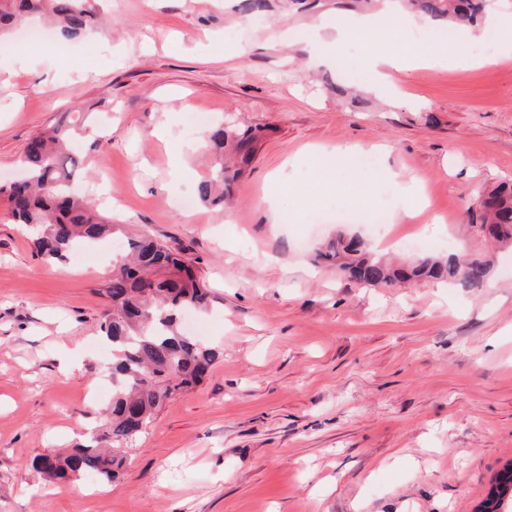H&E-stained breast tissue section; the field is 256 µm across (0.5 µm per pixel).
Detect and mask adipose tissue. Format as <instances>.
Wrapping results in <instances>:
<instances>
[{
	"label": "adipose tissue",
	"mask_w": 512,
	"mask_h": 512,
	"mask_svg": "<svg viewBox=\"0 0 512 512\" xmlns=\"http://www.w3.org/2000/svg\"><path fill=\"white\" fill-rule=\"evenodd\" d=\"M413 24L411 17L395 7L377 13L357 14L336 22H319L309 29L308 63L316 66L330 62L332 57L343 56L351 42L374 40L378 46L366 55L367 65L376 76L377 86H393L394 73L401 71L406 62L441 65L448 58L449 46L440 41L416 44L412 57L401 55L395 39L404 35Z\"/></svg>",
	"instance_id": "1"
}]
</instances>
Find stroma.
I'll list each match as a JSON object with an SVG mask.
<instances>
[{
  "label": "stroma",
  "instance_id": "35a3bbf8",
  "mask_svg": "<svg viewBox=\"0 0 512 512\" xmlns=\"http://www.w3.org/2000/svg\"><path fill=\"white\" fill-rule=\"evenodd\" d=\"M268 3L257 21L243 0H97L86 38L0 47V183L32 135L81 115L79 189L104 184L113 223L185 248L210 291L185 317L222 352L123 448L115 481H44L33 460L87 444L112 400L101 289L121 252L44 261L0 211V512H479L512 466V249L473 232L478 200L512 183V55L454 51L398 74L393 98L273 38L338 16L336 0ZM227 113L266 134L226 205L182 212L210 163L191 146ZM344 145L377 158L338 162L367 207L316 191L314 154ZM398 177L417 182L416 217L387 193ZM341 234L390 261L465 252L494 269L473 291L371 287L317 260Z\"/></svg>",
  "mask_w": 512,
  "mask_h": 512
}]
</instances>
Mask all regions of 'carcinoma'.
Returning <instances> with one entry per match:
<instances>
[{"mask_svg":"<svg viewBox=\"0 0 512 512\" xmlns=\"http://www.w3.org/2000/svg\"><path fill=\"white\" fill-rule=\"evenodd\" d=\"M416 12L442 17L456 30H465L485 16L488 0H407ZM47 16L61 36L73 38L97 21L94 0H0V46L33 16ZM73 124L68 116L48 132L31 137L19 166L24 178L0 185V207L17 224L33 232L38 256L51 262L71 254L81 243H96L125 233L73 184L76 161L70 153ZM264 136L256 127L240 131L226 120L210 129L207 143L221 157L229 152L233 167L217 161L207 179L197 187L198 200L221 205L224 195L249 166L255 143ZM480 223L474 232L505 245L512 244V186L490 192L480 203ZM129 253L112 266L102 295L110 308L99 325L102 336L118 352L112 364V404L107 410L104 437L112 449L88 444L73 452L54 455L52 463L41 456L36 469L57 480H76L91 474L109 484L124 458L117 450L132 444L155 419L164 400L177 391L198 386L219 357L216 348L180 332L181 314L207 307L209 293L197 280L180 251L146 236L128 238ZM318 259L332 263L350 278L368 285H392L399 281L446 282L478 290L486 286L492 267L480 257L459 260L455 256H425L410 265L392 266L366 253L357 237L339 236ZM512 509V476L499 479L481 512Z\"/></svg>","mask_w":512,"mask_h":512,"instance_id":"carcinoma-1","label":"carcinoma"}]
</instances>
